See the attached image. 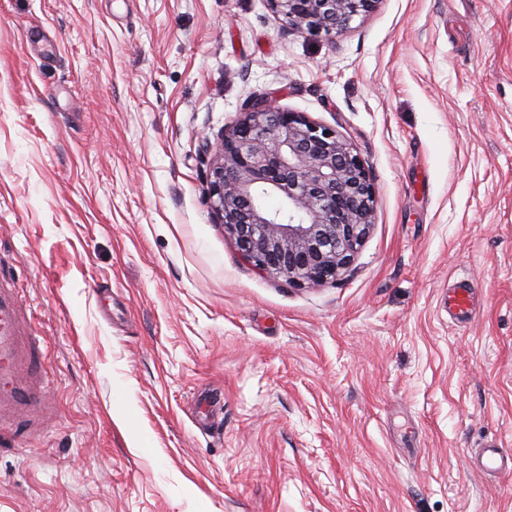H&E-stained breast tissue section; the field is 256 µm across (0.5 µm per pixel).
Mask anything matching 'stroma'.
Segmentation results:
<instances>
[{
  "instance_id": "35a3bbf8",
  "label": "stroma",
  "mask_w": 512,
  "mask_h": 512,
  "mask_svg": "<svg viewBox=\"0 0 512 512\" xmlns=\"http://www.w3.org/2000/svg\"><path fill=\"white\" fill-rule=\"evenodd\" d=\"M258 94L373 180L336 282L212 219ZM0 271L44 388L0 409V512H512L471 462L512 449V0H377L332 38L266 0H0ZM472 299V283L468 280L460 281L448 291V315L458 322L469 320L474 312Z\"/></svg>"
}]
</instances>
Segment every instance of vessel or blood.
Masks as SVG:
<instances>
[{
    "instance_id": "vessel-or-blood-1",
    "label": "vessel or blood",
    "mask_w": 512,
    "mask_h": 512,
    "mask_svg": "<svg viewBox=\"0 0 512 512\" xmlns=\"http://www.w3.org/2000/svg\"><path fill=\"white\" fill-rule=\"evenodd\" d=\"M472 299V283H457L448 293L449 316L459 322L469 320L474 312ZM35 343L26 332L25 312L14 300L11 285L0 277V406L7 402L28 405L35 394L34 384L20 376V351ZM475 466L487 474L512 471V453L492 446L481 448L475 453Z\"/></svg>"
}]
</instances>
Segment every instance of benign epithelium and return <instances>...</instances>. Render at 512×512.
<instances>
[{"label":"benign epithelium","instance_id":"1","mask_svg":"<svg viewBox=\"0 0 512 512\" xmlns=\"http://www.w3.org/2000/svg\"><path fill=\"white\" fill-rule=\"evenodd\" d=\"M378 0H269L299 33L328 37ZM214 222L257 270L297 288L334 282L353 265L372 226L375 190L362 160L330 127L248 99L221 134L209 170ZM277 194L276 211L259 202Z\"/></svg>","mask_w":512,"mask_h":512}]
</instances>
